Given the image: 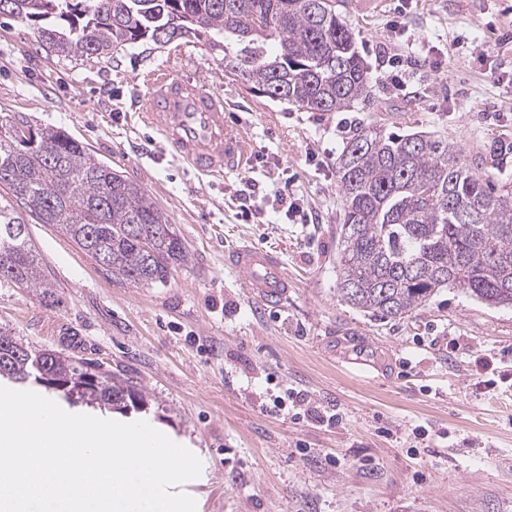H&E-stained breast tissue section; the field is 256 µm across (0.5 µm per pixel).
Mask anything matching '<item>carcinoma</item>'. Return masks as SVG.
<instances>
[{
    "label": "carcinoma",
    "instance_id": "obj_1",
    "mask_svg": "<svg viewBox=\"0 0 512 512\" xmlns=\"http://www.w3.org/2000/svg\"><path fill=\"white\" fill-rule=\"evenodd\" d=\"M339 0H0V14L37 25L58 54L106 57L127 44L165 46L207 31L224 69L251 92L308 112H344L372 99V86ZM276 50L269 49L270 44ZM24 121L0 125V279L52 296V284L16 226L30 216L54 224L104 271L127 284L167 281L187 260L177 228L148 192L96 160L64 131L17 137ZM343 200L337 229L339 301L370 317L402 319L439 290L459 287L489 306H512V191L496 183L487 158H466L431 133L387 132L361 124L336 156ZM40 351L0 330V378L24 384L39 373ZM49 372L67 393L120 414L145 403L107 375L80 391L83 364L61 353Z\"/></svg>",
    "mask_w": 512,
    "mask_h": 512
}]
</instances>
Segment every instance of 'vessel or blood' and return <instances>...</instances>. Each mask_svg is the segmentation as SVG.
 <instances>
[{
    "mask_svg": "<svg viewBox=\"0 0 512 512\" xmlns=\"http://www.w3.org/2000/svg\"><path fill=\"white\" fill-rule=\"evenodd\" d=\"M150 91L141 110L156 120L167 152L201 175L220 176L245 160L239 136L228 127L224 99L199 80H177L150 73ZM236 281L261 306L281 309L288 303V272L268 249L240 245L224 256Z\"/></svg>",
    "mask_w": 512,
    "mask_h": 512,
    "instance_id": "b4317fda",
    "label": "vessel or blood"
}]
</instances>
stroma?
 Instances as JSON below:
<instances>
[{
    "label": "stroma",
    "instance_id": "1",
    "mask_svg": "<svg viewBox=\"0 0 512 512\" xmlns=\"http://www.w3.org/2000/svg\"><path fill=\"white\" fill-rule=\"evenodd\" d=\"M341 12L370 72L368 112L250 92L206 34L60 57L0 15V123L66 131L148 191L188 254L166 283L135 287L56 226L29 223L54 301L2 281L0 327L142 391L131 421L206 466L183 487L196 512H512V307L459 288L401 320L341 303L335 172L359 123L434 132L471 154L512 147V0H343ZM167 65L223 95L248 143L242 169L202 176L158 150L141 76ZM243 244L283 260L287 310L236 285L224 254Z\"/></svg>",
    "mask_w": 512,
    "mask_h": 512
}]
</instances>
